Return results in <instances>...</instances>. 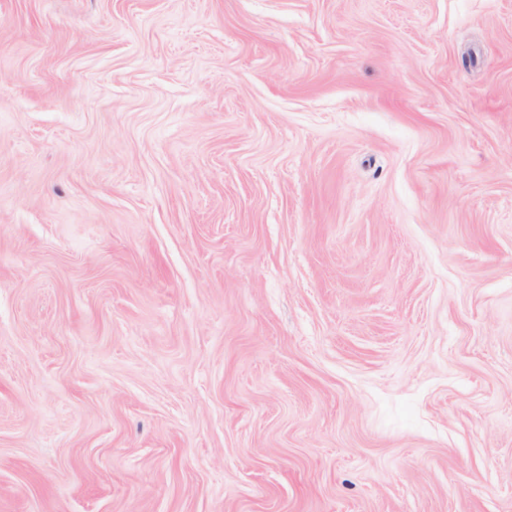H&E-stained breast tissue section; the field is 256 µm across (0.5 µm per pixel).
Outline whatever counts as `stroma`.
Masks as SVG:
<instances>
[{
    "label": "stroma",
    "instance_id": "obj_1",
    "mask_svg": "<svg viewBox=\"0 0 512 512\" xmlns=\"http://www.w3.org/2000/svg\"><path fill=\"white\" fill-rule=\"evenodd\" d=\"M0 512H512V0H0Z\"/></svg>",
    "mask_w": 512,
    "mask_h": 512
}]
</instances>
